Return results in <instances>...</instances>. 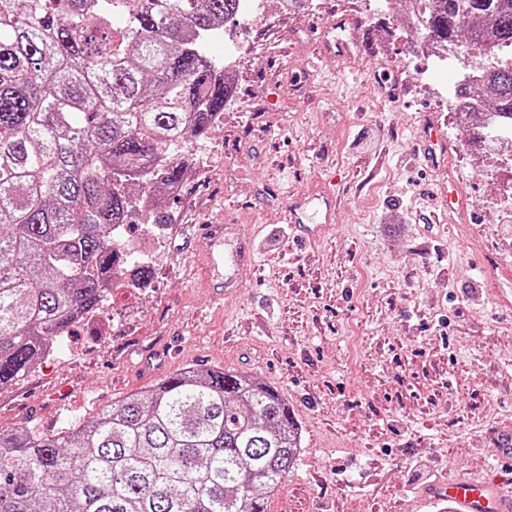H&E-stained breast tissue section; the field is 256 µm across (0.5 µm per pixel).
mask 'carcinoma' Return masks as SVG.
Instances as JSON below:
<instances>
[{"label": "carcinoma", "mask_w": 512, "mask_h": 512, "mask_svg": "<svg viewBox=\"0 0 512 512\" xmlns=\"http://www.w3.org/2000/svg\"><path fill=\"white\" fill-rule=\"evenodd\" d=\"M427 34L512 46V0H432ZM245 0H0V386L31 372L131 268L134 201L165 224L231 87L205 40ZM512 117V67L483 73ZM301 435L270 386L188 367L55 436L0 429V512H267Z\"/></svg>", "instance_id": "obj_1"}]
</instances>
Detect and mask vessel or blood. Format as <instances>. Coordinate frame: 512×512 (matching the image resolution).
I'll list each match as a JSON object with an SVG mask.
<instances>
[{"instance_id":"vessel-or-blood-1","label":"vessel or blood","mask_w":512,"mask_h":512,"mask_svg":"<svg viewBox=\"0 0 512 512\" xmlns=\"http://www.w3.org/2000/svg\"><path fill=\"white\" fill-rule=\"evenodd\" d=\"M419 151L430 166H443L448 143L436 123L423 126ZM335 204L336 193L327 185L292 198L288 203L292 231L304 241L318 237L325 225L332 223ZM482 285L500 306H512V264L498 259L487 262ZM423 494L433 500L448 502L453 512H505L496 485L484 480L437 481L425 486Z\"/></svg>"}]
</instances>
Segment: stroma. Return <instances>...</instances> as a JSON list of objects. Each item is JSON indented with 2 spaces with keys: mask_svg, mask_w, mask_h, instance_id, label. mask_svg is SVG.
<instances>
[{
  "mask_svg": "<svg viewBox=\"0 0 512 512\" xmlns=\"http://www.w3.org/2000/svg\"><path fill=\"white\" fill-rule=\"evenodd\" d=\"M264 7L205 45L237 70L232 103L191 145L149 286L112 289L1 387L0 428L53 436L184 367H221L276 389L302 430L268 512H442L425 485L489 471L512 447V310L474 296L470 265L473 246L512 248L498 183L466 126L449 130L445 167L471 208L436 222L439 177L413 138L448 117L435 90L448 66L406 24L407 0ZM323 182L336 222L301 241L288 196ZM217 223L252 230L254 262L232 260L233 230L211 244Z\"/></svg>",
  "mask_w": 512,
  "mask_h": 512,
  "instance_id": "1",
  "label": "stroma"
}]
</instances>
